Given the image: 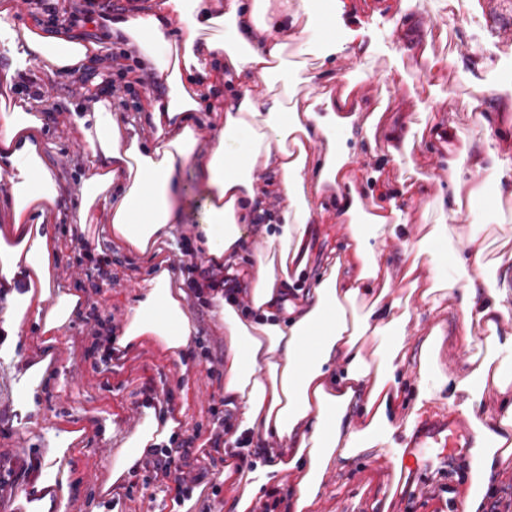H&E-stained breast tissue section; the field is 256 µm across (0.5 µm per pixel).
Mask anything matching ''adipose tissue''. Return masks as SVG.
I'll return each mask as SVG.
<instances>
[{
    "instance_id": "adipose-tissue-1",
    "label": "adipose tissue",
    "mask_w": 512,
    "mask_h": 512,
    "mask_svg": "<svg viewBox=\"0 0 512 512\" xmlns=\"http://www.w3.org/2000/svg\"><path fill=\"white\" fill-rule=\"evenodd\" d=\"M326 2L162 0L160 10L109 21V33L122 37L139 66L159 80L147 102L153 139L144 144L113 112L108 96L92 100L90 111L73 113V132L95 168L78 189L75 229L87 235L108 225L112 241L152 267L115 347L127 349L148 337L174 357L196 334L186 292L164 257L183 217L182 172L194 169L206 183L194 230L206 265L236 264L249 234L262 235L264 247L253 256L248 280L250 314L222 291L210 294L226 346L223 395L237 415V430L277 442L255 469L236 474L234 512H249L272 480L287 489L290 512H307L325 494L330 470L375 450H386L393 472L404 470L405 453L389 448V440L398 428L412 429L419 409L446 385L440 352L449 336L466 354L458 385L470 394L460 407L471 419L469 481L456 508L478 512L500 461L512 456V337L501 338L499 331L500 322L512 318V253L489 258L478 233L461 238L455 223L500 182L503 154L493 139L449 152V191L435 200L440 222L401 243L406 276L428 272L431 285L422 300L435 319L417 355H409L405 328L412 310L408 298L395 295L384 255L408 222L407 203L425 189L409 183L395 192L384 184L377 203L364 207L355 190L362 171L346 146L355 121H362L370 140L382 134L406 141L409 132L397 119L381 127L382 108L366 109L351 81L298 99L321 65L358 38L327 17ZM173 19L180 23L176 36L169 29ZM0 33L8 35L7 47L22 66L50 73L82 70L98 50L95 39L82 34L16 27L5 8ZM216 88L225 92L224 117L211 126L203 112ZM42 126L40 114L27 106L0 109V184L11 214L0 226V282L23 284L0 309V326L11 335L33 327L49 347L70 324L83 293L55 284L60 249L45 225L64 200ZM262 169L273 170L274 180H262ZM271 196L283 204L273 231L254 225L256 204ZM326 198L336 207L345 245L325 257L310 285L294 288L288 267ZM447 214L452 223L444 222ZM451 305L458 316L450 327L438 316ZM405 365L417 380L411 407L400 392ZM490 389L499 396L491 425L475 415ZM179 426L174 417L146 410L111 464L112 479L135 468ZM82 436L69 431L55 449V471L36 512H67L69 460Z\"/></svg>"
}]
</instances>
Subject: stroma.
I'll use <instances>...</instances> for the list:
<instances>
[{
	"label": "stroma",
	"instance_id": "obj_1",
	"mask_svg": "<svg viewBox=\"0 0 512 512\" xmlns=\"http://www.w3.org/2000/svg\"><path fill=\"white\" fill-rule=\"evenodd\" d=\"M508 13L512 0H336V20L346 26L364 29V40L372 44L370 55L337 54L329 70L333 76H350L359 87L375 86L369 107L387 105L404 114L411 131L409 144L376 137L368 141L358 136L347 146L367 172L392 171L395 177L416 180L437 193L448 182V152L433 138L440 112L452 113L456 123L454 144L477 141L482 131L501 136L502 150L512 153V33L494 30L486 10ZM434 55L458 59L457 67L429 72L418 59L420 46ZM401 63L408 84L391 85L384 73L391 64ZM17 60L0 49V102L14 103L28 96L36 100V112L43 120L47 155L59 173L65 199H72L78 182L90 177L94 168L84 157L70 129L72 111L90 103L101 83L111 82L109 70L97 71L94 78L81 81L79 73L49 74L28 68L30 83L25 87L7 85L6 74ZM498 87L499 108L473 107L475 84ZM444 92V104L435 101ZM428 153L424 168H410L408 160ZM185 220L178 225L176 239L168 249V266L175 279L188 281L192 275L182 260V244L192 237L193 226L205 197V186L193 169L181 178ZM332 203H325L305 243L309 275H316L323 259L332 250L342 249L343 236L334 217ZM74 213L64 210L48 229L61 242L56 272L58 287L81 288L87 295L84 305L53 346L54 369L44 381L34 408L21 410L19 384L27 366L45 352L42 339L31 328L17 334L14 357L0 358V512H27L38 500V479L49 478L54 462L52 451L63 433L84 430L82 448L74 453L69 512H98L105 502H114L117 512H173L174 489L158 483H144L142 474L128 472L117 481L109 479V462L141 423L144 385L154 389L153 407L159 416L181 415L180 438L211 436V410L218 406L224 380V335L209 306L187 296L186 308L197 324L195 342L173 359L152 340L126 349L121 359L104 362L103 348L94 344L92 333L105 322L119 327L129 305L144 284L149 265L146 260L114 247L106 233H93L88 242L76 241L72 232ZM512 222V172L493 186L487 199L460 224V232L471 226L496 227L500 220ZM108 262L107 277H86L89 257ZM465 359L455 342H448L441 354L448 383L438 399L426 404L418 426L451 420L449 404H461L466 390L457 388L459 368ZM447 450L435 445L420 458L418 473L423 494L411 501L412 512H443L444 500L434 497L440 485L461 489L466 481L463 452H456L451 465H444ZM33 461L35 468L21 478L12 471L22 461ZM391 467L386 455L377 459H355L340 474H328V489L310 512H379L374 503Z\"/></svg>",
	"mask_w": 512,
	"mask_h": 512
}]
</instances>
